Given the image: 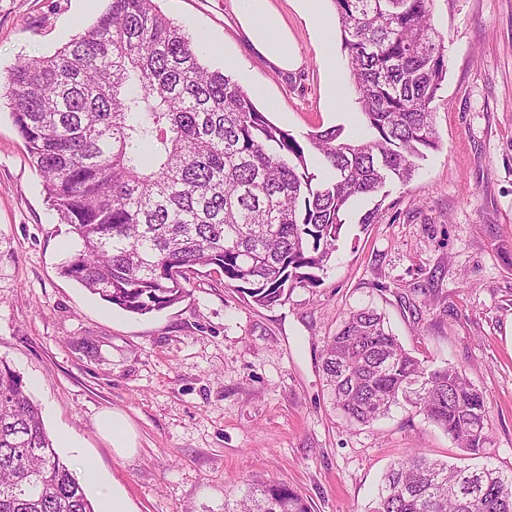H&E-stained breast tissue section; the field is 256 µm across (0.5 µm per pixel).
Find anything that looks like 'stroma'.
<instances>
[{
  "label": "stroma",
  "mask_w": 512,
  "mask_h": 512,
  "mask_svg": "<svg viewBox=\"0 0 512 512\" xmlns=\"http://www.w3.org/2000/svg\"><path fill=\"white\" fill-rule=\"evenodd\" d=\"M302 59L283 73L259 56L232 0H158L204 38L206 66L231 74L277 126L303 134L365 124L340 43L328 97L322 46L298 0H271ZM108 0H0V84L92 25ZM445 80L432 104L437 150L385 200L352 202L317 285L264 308L218 274L194 276L182 301L132 314L90 294L61 267L78 238L42 179L0 94V360L20 376L74 474L92 461L131 512H224L249 484L276 481L311 512H368L382 474L409 449L456 462L462 449L403 403L370 425L332 404L322 350L347 312L383 313L403 347L453 364L488 402L484 450L471 464L512 472V0H434ZM379 209L377 223L361 218ZM129 421L119 452L98 426Z\"/></svg>",
  "instance_id": "35a3bbf8"
}]
</instances>
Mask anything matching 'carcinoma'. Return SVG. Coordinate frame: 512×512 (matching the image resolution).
Instances as JSON below:
<instances>
[{
    "label": "carcinoma",
    "mask_w": 512,
    "mask_h": 512,
    "mask_svg": "<svg viewBox=\"0 0 512 512\" xmlns=\"http://www.w3.org/2000/svg\"><path fill=\"white\" fill-rule=\"evenodd\" d=\"M368 130L297 139L231 76L204 66L202 38L156 0H110L95 23L5 81L13 123L48 201L79 239L61 273L125 311H160L215 270L264 307L316 282L349 206L407 183L439 147L431 104L448 69L433 0H332ZM314 155L324 169L309 170ZM334 405L371 424L405 400L464 451L488 441L487 401L456 366L430 368L373 308L349 313L323 349ZM0 512H95L61 461L20 376L0 360ZM224 512H310L282 483ZM372 512H512V474L412 450Z\"/></svg>",
    "instance_id": "cac0c4a2"
}]
</instances>
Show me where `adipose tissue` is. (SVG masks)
Instances as JSON below:
<instances>
[{"label": "adipose tissue", "mask_w": 512, "mask_h": 512, "mask_svg": "<svg viewBox=\"0 0 512 512\" xmlns=\"http://www.w3.org/2000/svg\"><path fill=\"white\" fill-rule=\"evenodd\" d=\"M239 23L255 52L280 71L295 70L300 60L288 29L271 0H235Z\"/></svg>", "instance_id": "adipose-tissue-1"}]
</instances>
